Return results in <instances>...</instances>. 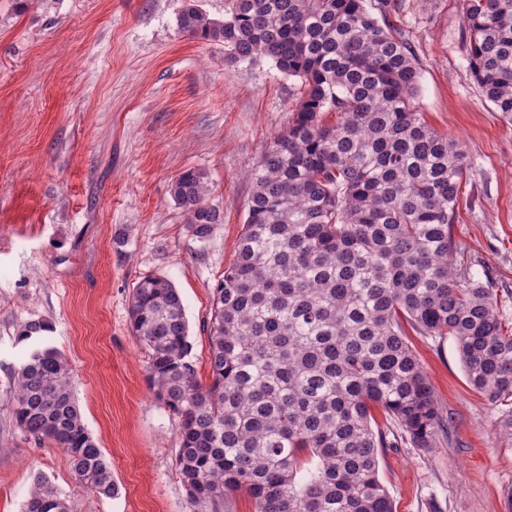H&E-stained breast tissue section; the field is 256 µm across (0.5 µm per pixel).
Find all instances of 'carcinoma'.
Returning a JSON list of instances; mask_svg holds the SVG:
<instances>
[{
  "mask_svg": "<svg viewBox=\"0 0 512 512\" xmlns=\"http://www.w3.org/2000/svg\"><path fill=\"white\" fill-rule=\"evenodd\" d=\"M460 2L474 80L511 116L512 0ZM178 29L224 47L227 63L267 58L303 90L249 172L236 256L213 288L209 383L177 288L155 274L133 288L148 381L180 418L186 494L197 512H224L237 492L255 512H395L379 477L391 442L374 413L415 448L433 447L445 427L406 326L453 337L469 385L512 403V334L490 289L457 269L460 142L423 120L410 49L364 0H230L222 19L188 0ZM208 194L201 169L172 183L199 242L224 223ZM50 331L42 318L19 327L28 352L11 386L16 425L65 449L78 486L112 496V466ZM23 512L68 507L37 473Z\"/></svg>",
  "mask_w": 512,
  "mask_h": 512,
  "instance_id": "carcinoma-1",
  "label": "carcinoma"
}]
</instances>
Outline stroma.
<instances>
[{
    "label": "stroma",
    "instance_id": "35a3bbf8",
    "mask_svg": "<svg viewBox=\"0 0 512 512\" xmlns=\"http://www.w3.org/2000/svg\"><path fill=\"white\" fill-rule=\"evenodd\" d=\"M0 0V512H22L33 473L69 512H195L176 470L180 419L154 396L130 328L136 283L178 289L201 382L213 287L232 263L252 184L246 172L288 123L300 83L265 58L228 64L223 47L181 34L185 0ZM407 41L417 106L457 138L466 174L453 240L512 327V116L496 112L469 67L459 0H365ZM201 168L224 214L196 241L171 195ZM42 318L73 369L84 423L112 465L107 497L76 485L64 450L12 418L17 331ZM447 427L433 447L381 449L395 512H512V435L502 407L467 383L450 336L409 333Z\"/></svg>",
    "mask_w": 512,
    "mask_h": 512
}]
</instances>
